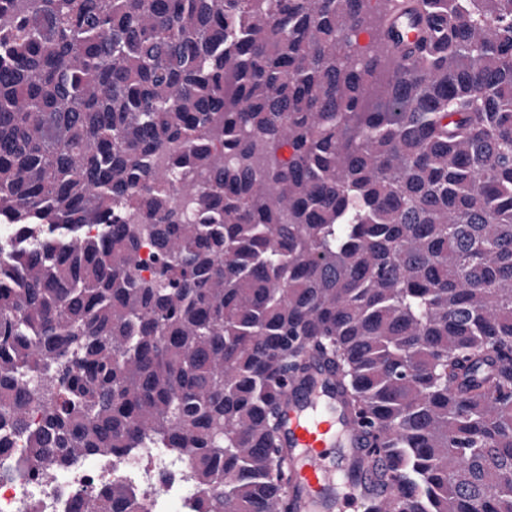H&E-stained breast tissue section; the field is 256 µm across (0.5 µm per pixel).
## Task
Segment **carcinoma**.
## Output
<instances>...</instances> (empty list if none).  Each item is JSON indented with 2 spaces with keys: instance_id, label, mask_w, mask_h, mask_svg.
I'll return each instance as SVG.
<instances>
[{
  "instance_id": "1",
  "label": "carcinoma",
  "mask_w": 512,
  "mask_h": 512,
  "mask_svg": "<svg viewBox=\"0 0 512 512\" xmlns=\"http://www.w3.org/2000/svg\"><path fill=\"white\" fill-rule=\"evenodd\" d=\"M2 224L0 448L274 512L315 351L396 512H512V0H0Z\"/></svg>"
}]
</instances>
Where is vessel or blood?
I'll use <instances>...</instances> for the list:
<instances>
[{
    "instance_id": "1",
    "label": "vessel or blood",
    "mask_w": 512,
    "mask_h": 512,
    "mask_svg": "<svg viewBox=\"0 0 512 512\" xmlns=\"http://www.w3.org/2000/svg\"><path fill=\"white\" fill-rule=\"evenodd\" d=\"M308 370L290 377L280 398V440L288 450V512H334L328 490L367 454L366 439L343 407L333 370L308 357ZM356 512H391L369 474L348 485Z\"/></svg>"
}]
</instances>
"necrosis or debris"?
<instances>
[{
    "mask_svg": "<svg viewBox=\"0 0 512 512\" xmlns=\"http://www.w3.org/2000/svg\"><path fill=\"white\" fill-rule=\"evenodd\" d=\"M115 484L144 512H196L191 465L170 448L67 459L47 474L31 463L23 442L0 448V512H83L88 496Z\"/></svg>",
    "mask_w": 512,
    "mask_h": 512,
    "instance_id": "4bbe7bcc",
    "label": "necrosis or debris"
}]
</instances>
